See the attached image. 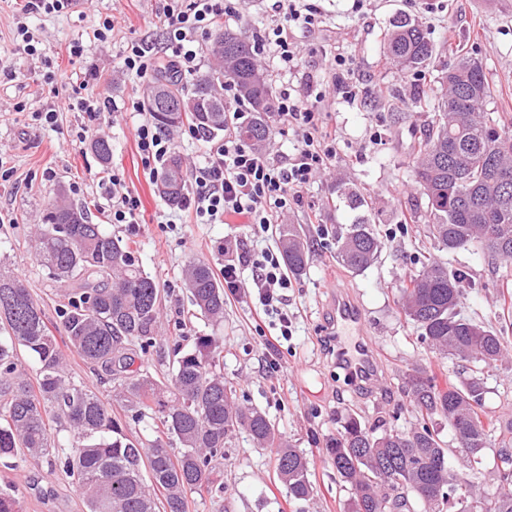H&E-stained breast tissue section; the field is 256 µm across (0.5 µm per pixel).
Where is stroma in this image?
Returning a JSON list of instances; mask_svg holds the SVG:
<instances>
[{"mask_svg": "<svg viewBox=\"0 0 512 512\" xmlns=\"http://www.w3.org/2000/svg\"><path fill=\"white\" fill-rule=\"evenodd\" d=\"M318 5L319 26L296 37L303 51L290 83L300 95H308L311 85L326 80L323 57L332 53L351 63L357 93L348 100L326 97L323 107L339 131L336 163L302 190L285 218L289 224H308L314 251L305 275L287 291L294 331L283 344L281 367L275 372L261 344L270 325L259 320L251 302L227 296L223 323L205 324L190 316L189 293L180 273L195 258L223 268L228 242L244 249L277 248V235L270 231L257 240L243 224L167 227L163 219L171 208L159 197L138 154L134 128L140 115L132 106L143 102L148 83L127 76L122 59L131 40L161 43L164 0H76L64 13L24 20L15 0H0V166L8 172L7 178H0V252L9 255L15 273L48 320L57 322L60 293L35 259L32 229L56 189L65 188L69 201L85 205L94 223L110 225L114 235L131 243L145 272L168 292L160 319L164 342L150 356V368L168 370L174 360L173 343L184 327L217 337L224 349L225 377L309 460L314 498L289 501L269 454L256 448L247 434H238L224 450L223 492L189 495L188 512H349V494L327 456L325 437L349 415L369 426L381 419L392 427L409 426L415 414L404 392V373L421 367L451 377L456 371L455 363L418 340L416 328L400 309V292L409 275L419 271L423 256L434 251L424 224H407V233L393 239L386 233L404 222V212L413 210L417 199L411 162L414 143L428 120L418 98L439 95L436 78L456 51L482 62L494 89L490 107L512 129V0H319ZM108 15L117 20L109 42L93 47L88 57L70 56L69 44L87 39L100 18ZM400 15L423 22L436 48L422 73L406 74L386 61L385 34ZM21 20L49 48L51 69L57 75L53 83L44 82L40 61L16 48L13 31ZM92 66L98 68L100 79L88 84V93L114 99L117 111L92 120L83 112L59 110V103ZM377 83L383 84L384 92L374 97L369 89ZM19 102L25 103V111H16ZM54 107L59 110L55 126L34 120V113ZM81 130L87 133L83 143L76 138ZM101 136L112 144L107 164L97 160L89 145ZM116 169L140 196L138 223L112 221L107 178ZM341 183L365 197L374 226L385 238L378 262L358 273L335 255L336 228L358 217L340 198ZM448 261L465 275L462 315L498 325L501 271L475 250L451 255ZM339 286L367 320V333L385 372L378 392L347 376L323 343L329 297ZM506 346V358L485 370V411L499 422L512 420V338ZM9 486L15 487L22 512H86L71 479L45 461L30 459L15 469L0 465V489Z\"/></svg>", "mask_w": 512, "mask_h": 512, "instance_id": "1", "label": "stroma"}]
</instances>
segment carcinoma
<instances>
[{
	"mask_svg": "<svg viewBox=\"0 0 512 512\" xmlns=\"http://www.w3.org/2000/svg\"><path fill=\"white\" fill-rule=\"evenodd\" d=\"M214 61L186 79L163 66L153 76L146 110L169 132L189 123L207 137L224 131V87L235 88L251 116L237 127L260 150L277 110L272 82L257 61L254 38L219 29ZM390 62L406 73L425 67L435 54L426 27L403 16L386 34ZM445 93L423 98L429 121L415 150L412 176L419 218L439 251L479 248L498 267L512 266V131L488 111L494 91L481 61L459 55L442 76ZM91 149L106 164L112 145L95 139ZM189 187L182 158L170 156L157 190L179 207ZM288 272H306L313 243L298 224L277 228ZM35 257L61 286L60 317L66 344L103 374L112 399L132 418L157 422L150 443L130 437L107 403L70 375L57 337L22 279L0 258V459H45L75 481L87 512H186L188 495L224 491L217 465L224 448L243 431L255 447L275 457V475L294 501L313 495L309 461L287 442L265 412L238 398L224 379L223 347L209 335L184 349L166 373L142 361L161 343L158 326L167 291L140 266L123 239L94 224L87 212L58 191L34 225ZM336 258L352 272L377 262L383 242L369 218L336 230ZM192 305L213 324L224 321V284L209 261L194 259L182 270ZM462 276L436 258L401 288L400 308L431 349L459 363L446 385L414 369L405 391L419 419L407 429L365 427L349 415L325 448L340 482L352 494V512H512V426L503 429L481 414L487 393L483 369L504 356L503 337L483 322L460 315ZM36 365L31 378L22 367ZM439 418L453 431L447 448L428 421ZM179 451L172 452L173 448ZM509 456L490 467L493 493H482L454 475L455 454L473 471L485 466L486 450Z\"/></svg>",
	"mask_w": 512,
	"mask_h": 512,
	"instance_id": "carcinoma-1",
	"label": "carcinoma"
}]
</instances>
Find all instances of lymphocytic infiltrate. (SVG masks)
Returning <instances> with one entry per match:
<instances>
[{
    "label": "lymphocytic infiltrate",
    "mask_w": 512,
    "mask_h": 512,
    "mask_svg": "<svg viewBox=\"0 0 512 512\" xmlns=\"http://www.w3.org/2000/svg\"><path fill=\"white\" fill-rule=\"evenodd\" d=\"M272 11L271 23L254 34L255 45L277 70L290 72L300 55L293 31L313 29L320 9L313 0H274ZM235 13L233 0H165L164 53L170 67L183 75L199 71L204 62L203 35ZM224 106L229 117L224 139L211 147L208 161L193 170L195 189L183 212L198 224H246L259 235L280 223L301 191L335 164L336 132L317 103H303L283 88L275 120L282 132L293 134L294 151L286 156L260 151L236 134L245 114L232 88L224 90ZM134 136L146 169H155L172 149L167 135L149 119L137 124ZM245 268L252 271L250 298L256 314L277 321V334L263 341L276 370L281 342L293 334L285 308V292L293 281L274 251L241 252L224 265V286L231 294L240 293Z\"/></svg>",
    "instance_id": "lymphocytic-infiltrate-1"
}]
</instances>
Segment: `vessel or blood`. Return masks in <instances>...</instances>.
I'll return each instance as SVG.
<instances>
[{"label":"vessel or blood","mask_w":512,"mask_h":512,"mask_svg":"<svg viewBox=\"0 0 512 512\" xmlns=\"http://www.w3.org/2000/svg\"><path fill=\"white\" fill-rule=\"evenodd\" d=\"M329 336L338 365L356 379L373 386L380 384L375 347L369 339L364 315L341 290L334 298Z\"/></svg>","instance_id":"b4317fda"}]
</instances>
